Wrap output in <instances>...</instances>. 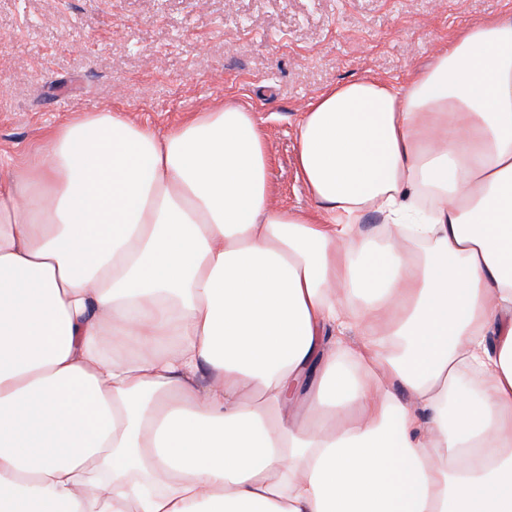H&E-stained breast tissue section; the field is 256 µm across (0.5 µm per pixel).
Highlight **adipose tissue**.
<instances>
[{"label": "adipose tissue", "instance_id": "ef3b65f1", "mask_svg": "<svg viewBox=\"0 0 512 512\" xmlns=\"http://www.w3.org/2000/svg\"><path fill=\"white\" fill-rule=\"evenodd\" d=\"M296 168L231 101L0 161V512H512V15L312 97Z\"/></svg>", "mask_w": 512, "mask_h": 512}]
</instances>
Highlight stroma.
I'll use <instances>...</instances> for the list:
<instances>
[{
	"label": "stroma",
	"instance_id": "35a3bbf8",
	"mask_svg": "<svg viewBox=\"0 0 512 512\" xmlns=\"http://www.w3.org/2000/svg\"><path fill=\"white\" fill-rule=\"evenodd\" d=\"M512 0H0V154L26 161L48 129L120 110L165 131L224 101L255 112L274 200L312 202L296 126L322 89L403 83L465 26Z\"/></svg>",
	"mask_w": 512,
	"mask_h": 512
}]
</instances>
